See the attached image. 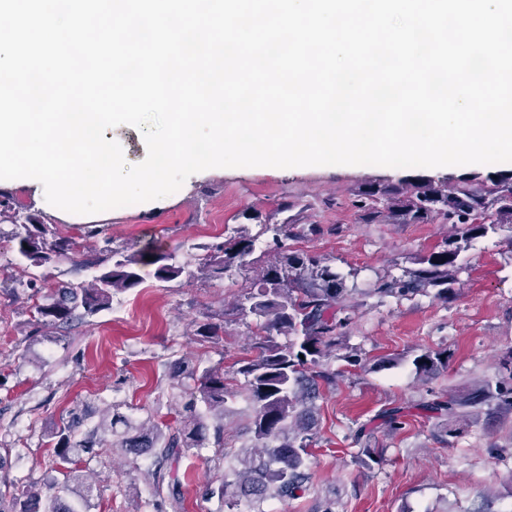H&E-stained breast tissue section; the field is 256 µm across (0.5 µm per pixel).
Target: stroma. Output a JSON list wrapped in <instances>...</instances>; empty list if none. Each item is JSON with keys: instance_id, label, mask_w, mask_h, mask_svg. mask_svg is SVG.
<instances>
[{"instance_id": "obj_1", "label": "stroma", "mask_w": 512, "mask_h": 512, "mask_svg": "<svg viewBox=\"0 0 512 512\" xmlns=\"http://www.w3.org/2000/svg\"><path fill=\"white\" fill-rule=\"evenodd\" d=\"M401 168L310 166L213 168L191 175L155 208L143 204L88 215L110 224L112 240L130 246L156 239L184 256L189 245L220 241L246 210L267 215L289 203V216L306 224H337L340 233L308 241L347 276L350 316L342 346L327 360L336 372L317 402L312 428L318 444L308 458L310 483L293 499L216 495L231 462L250 448L240 398L227 400L224 444L181 458L183 512H512V415L478 412L469 432L445 443L444 419L421 412L431 396L467 394L493 377L512 350V236L478 239L461 256L469 272L450 300L434 292L399 299L374 294L393 262L419 253L454 230L450 224H359L351 193L368 181L404 176ZM336 199L333 208L325 207ZM144 281L116 295L109 310L68 336L31 335L27 292L0 288V487H42L53 476L50 434L74 410L122 404L125 413L174 424L178 396L172 363L232 366L253 356L247 323L224 319L223 344H199L190 322L240 292L231 280L165 283L151 268ZM425 350L448 363L422 379L412 365ZM399 407L406 423L395 433L382 423ZM155 457H117L104 450L83 466L91 474L89 512H171L156 495Z\"/></svg>"}]
</instances>
